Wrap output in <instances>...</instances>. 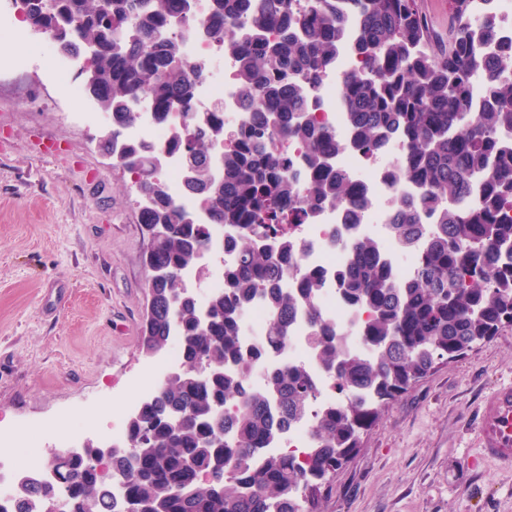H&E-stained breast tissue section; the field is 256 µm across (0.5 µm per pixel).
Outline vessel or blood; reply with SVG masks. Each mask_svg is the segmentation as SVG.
Instances as JSON below:
<instances>
[{"label": "vessel or blood", "mask_w": 512, "mask_h": 512, "mask_svg": "<svg viewBox=\"0 0 512 512\" xmlns=\"http://www.w3.org/2000/svg\"><path fill=\"white\" fill-rule=\"evenodd\" d=\"M478 444L484 460L512 464V382L497 385L483 400Z\"/></svg>", "instance_id": "b4317fda"}]
</instances>
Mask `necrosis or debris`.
Segmentation results:
<instances>
[{
	"label": "necrosis or debris",
	"instance_id": "obj_1",
	"mask_svg": "<svg viewBox=\"0 0 512 512\" xmlns=\"http://www.w3.org/2000/svg\"><path fill=\"white\" fill-rule=\"evenodd\" d=\"M187 58L202 63L207 71L206 79L200 83L192 103L196 112H210L215 106H222L224 125L237 129L247 122L235 81L237 61L227 49L216 43H206L194 35L184 37ZM357 58L350 42H343L336 60L335 71L329 72L321 80L312 94L310 106L317 119L329 127L338 137H346L348 122L345 112L339 105L340 71L355 66ZM136 121L123 128L121 140L162 145L182 128L179 115H171L167 122H159L150 98H139L133 107ZM336 166L345 172L355 184L364 186L370 199L363 212L356 234L373 238L389 259L396 280L411 276L416 268V253L398 244L389 229L400 199L410 195L413 188L402 182L392 184L388 178L393 168L391 156H380L372 160L362 154L345 151L337 155ZM297 243L299 265L303 268H319L328 272L329 277L320 287L317 303L322 316L334 321L345 335L348 346L356 352H364L359 339V326L367 314L346 306L341 299L334 274L347 265L349 252L345 246L344 216L336 208L325 207L312 213L305 224L299 226L294 235ZM231 258L226 250L221 233L213 235V250L207 260L211 274L207 285H200L193 272H185L184 281L188 288L196 290L199 301H206L209 294L220 291L224 286V265ZM309 325L305 316H298L288 337V347L283 351L270 352L262 361L257 372L252 373L254 385H261L263 374L287 362L312 363L313 354L308 341Z\"/></svg>",
	"mask_w": 512,
	"mask_h": 512
}]
</instances>
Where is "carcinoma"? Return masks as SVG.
<instances>
[{
  "instance_id": "cac0c4a2",
  "label": "carcinoma",
  "mask_w": 512,
  "mask_h": 512,
  "mask_svg": "<svg viewBox=\"0 0 512 512\" xmlns=\"http://www.w3.org/2000/svg\"><path fill=\"white\" fill-rule=\"evenodd\" d=\"M30 28L64 52L95 50L79 73L112 130L132 124L128 102L148 96L161 121L180 109L185 136L168 151L186 155L185 183L210 223H196L171 196L149 147L102 136L98 147L119 158L146 206L149 299L141 348L156 356L178 337L182 370L170 373L142 410L127 420V441L112 467L145 512H321L331 475L358 447L380 411L434 366L512 329V45L498 39V18L473 22L471 0H451L448 31L431 28L418 0H208L198 33L233 51L252 120L224 134L219 112L189 111L204 66L187 60L183 36L160 32L192 10V0H14ZM356 28V65L339 76L348 140L317 122L306 92L336 63ZM486 96L477 103L472 78ZM299 144L303 170L277 151ZM393 141L401 154L393 175L417 193L401 200L393 220L403 247L419 251L403 283L375 241L354 237L349 265L337 275L345 298L369 313L361 325L364 356L315 304L321 279L298 271L292 229L331 204L357 223L363 187L333 159L351 148L374 157ZM224 143L222 175L210 172ZM430 215L436 231L422 239ZM226 228L234 260L224 291L200 308L179 299L183 273L202 276L212 226ZM298 273L297 286L283 287ZM264 301L271 311L266 346L247 348L240 317ZM303 311L319 366L339 400L319 404L308 369L285 363L251 383L265 347L284 349L294 314ZM312 417L304 460L275 450L291 423ZM70 512H119L105 477L70 461Z\"/></svg>"
}]
</instances>
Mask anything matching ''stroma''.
Returning a JSON list of instances; mask_svg holds the SVG:
<instances>
[{
	"mask_svg": "<svg viewBox=\"0 0 512 512\" xmlns=\"http://www.w3.org/2000/svg\"><path fill=\"white\" fill-rule=\"evenodd\" d=\"M0 42V426L61 448L94 412L102 441L132 383L147 236L131 179L98 141L106 122L76 73H59L42 35L11 15ZM24 59L10 66L13 55ZM61 144L65 161L38 153ZM512 382V330L500 331L382 409L336 470L321 512H512V465L481 460L480 403Z\"/></svg>",
	"mask_w": 512,
	"mask_h": 512,
	"instance_id": "35a3bbf8",
	"label": "stroma"
}]
</instances>
